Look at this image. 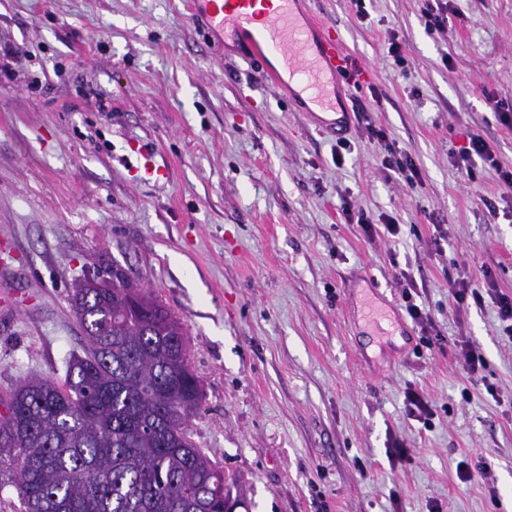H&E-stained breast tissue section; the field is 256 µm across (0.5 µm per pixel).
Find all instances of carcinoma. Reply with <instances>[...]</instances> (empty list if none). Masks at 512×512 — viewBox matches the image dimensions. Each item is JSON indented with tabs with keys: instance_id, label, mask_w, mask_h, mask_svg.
Wrapping results in <instances>:
<instances>
[{
	"instance_id": "1",
	"label": "carcinoma",
	"mask_w": 512,
	"mask_h": 512,
	"mask_svg": "<svg viewBox=\"0 0 512 512\" xmlns=\"http://www.w3.org/2000/svg\"><path fill=\"white\" fill-rule=\"evenodd\" d=\"M121 289L71 298L83 354L63 383L23 379L0 419V494L19 512H224V475L171 411L197 374L186 331L159 301L124 316Z\"/></svg>"
}]
</instances>
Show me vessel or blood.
I'll return each instance as SVG.
<instances>
[{"instance_id": "vessel-or-blood-1", "label": "vessel or blood", "mask_w": 512, "mask_h": 512, "mask_svg": "<svg viewBox=\"0 0 512 512\" xmlns=\"http://www.w3.org/2000/svg\"><path fill=\"white\" fill-rule=\"evenodd\" d=\"M194 16L209 33L232 32L253 56L276 53L286 69L270 72L276 84L295 81L312 101L331 105V84L347 68L346 52L334 28L306 11L304 0H193Z\"/></svg>"}]
</instances>
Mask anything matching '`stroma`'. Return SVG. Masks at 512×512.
<instances>
[{
    "instance_id": "35a3bbf8",
    "label": "stroma",
    "mask_w": 512,
    "mask_h": 512,
    "mask_svg": "<svg viewBox=\"0 0 512 512\" xmlns=\"http://www.w3.org/2000/svg\"><path fill=\"white\" fill-rule=\"evenodd\" d=\"M307 6L362 72L338 98L354 145L341 166L269 59L214 43L190 0H0V65L22 56L0 82V415L26 376L63 381L83 351L74 286L117 269L187 332L205 390L189 429L242 477L236 512H512V342L492 305H448L461 270L490 269L512 295V200L481 159L457 164L475 130L512 168V128L486 100L512 104V0H449L444 38L422 0H366L363 19L350 0ZM371 126L412 155L420 186L387 178ZM147 155L164 178L141 179ZM348 196L397 217V242L346 223ZM403 269L432 346L403 307ZM462 337L483 382L457 358ZM410 387L435 401L431 427L407 417ZM394 438L412 462H390ZM457 357L462 360L463 367L472 380L481 375L486 368V360L481 351L467 340H456Z\"/></svg>"
}]
</instances>
